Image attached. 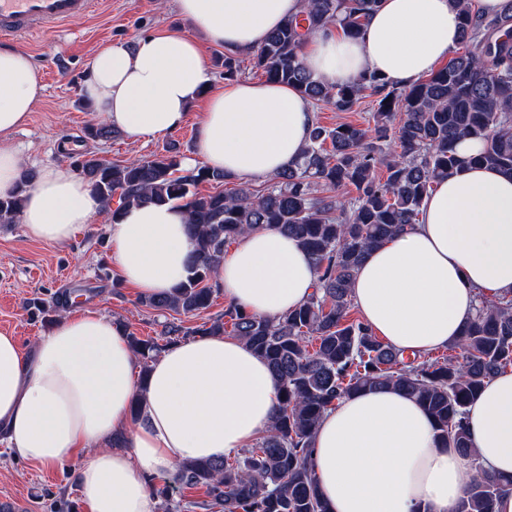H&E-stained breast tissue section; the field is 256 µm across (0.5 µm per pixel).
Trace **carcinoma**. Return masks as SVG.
Returning <instances> with one entry per match:
<instances>
[{
	"instance_id": "1",
	"label": "carcinoma",
	"mask_w": 512,
	"mask_h": 512,
	"mask_svg": "<svg viewBox=\"0 0 512 512\" xmlns=\"http://www.w3.org/2000/svg\"><path fill=\"white\" fill-rule=\"evenodd\" d=\"M380 2L308 0L302 18L285 19L253 52V66L267 80L295 85L311 103L352 112L362 99L375 98L373 126L315 122L296 164L260 189L204 165L181 175L174 148L125 163L70 156L113 221L133 204L178 203L188 210L195 241L190 275L170 295L141 299L146 307L178 315L211 307L221 291L217 269L225 247L255 229L296 238L319 274L310 300L276 320L230 305L209 324L167 322L163 344L129 334L142 381L169 346L227 333L264 358L280 384L272 424L253 446L232 458L185 462L164 484L150 483L165 512H173L174 494L198 487L206 499L182 503L183 512H329L308 462L314 431L341 398L389 386L425 407L443 447L471 459L477 474L454 512H495L499 496L512 489V479L482 470L465 421L470 400L512 367V296L479 297L461 340L437 356H403L350 315L351 283L365 255L419 223L434 185L471 163L512 176V0L491 18L462 8L461 52L409 88H394L376 74L335 87L316 80L303 62L305 40L337 25L359 36ZM461 137L481 140L482 152L458 156ZM35 177L22 171L15 190L0 196V224L15 222ZM203 182L227 189L200 195L194 187ZM342 189L355 195L342 200Z\"/></svg>"
}]
</instances>
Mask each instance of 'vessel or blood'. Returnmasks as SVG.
Here are the masks:
<instances>
[{"instance_id": "1", "label": "vessel or blood", "mask_w": 512, "mask_h": 512, "mask_svg": "<svg viewBox=\"0 0 512 512\" xmlns=\"http://www.w3.org/2000/svg\"><path fill=\"white\" fill-rule=\"evenodd\" d=\"M96 0H0V34L22 38L91 12Z\"/></svg>"}]
</instances>
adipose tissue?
<instances>
[{
  "instance_id": "1",
  "label": "adipose tissue",
  "mask_w": 512,
  "mask_h": 512,
  "mask_svg": "<svg viewBox=\"0 0 512 512\" xmlns=\"http://www.w3.org/2000/svg\"><path fill=\"white\" fill-rule=\"evenodd\" d=\"M305 0H177L181 16L226 53L253 51ZM461 38L455 0H382L358 37L341 28L311 37L303 60L317 80L343 84L364 73L408 87L447 59ZM33 60L0 45V194L23 161L10 143L39 102ZM82 94L96 115L133 141L180 127L204 100L196 131L209 167L264 180L294 165L314 114L284 83L239 80L211 89L206 56L172 32L110 43L93 56ZM104 207L70 167L45 166L26 193L29 237L63 243ZM178 204L123 210L108 227V260L144 297L170 294L188 276L194 242ZM317 271L298 242L274 230L241 235L218 282L235 307L275 319L304 304ZM512 292V177L467 164L435 186L418 224L371 251L352 283L362 320L396 350L426 354L458 342L479 298ZM279 383L244 341L199 336L170 347L147 385L134 377L125 328L93 311L65 313L30 349L0 333V435L37 466L76 456L88 512H155L149 475L250 447L268 430ZM141 418L133 420L132 404ZM478 461L512 476V370L497 374L467 407ZM311 465L330 512H454L473 463L443 447L415 399L395 388L365 390L327 411Z\"/></svg>"
}]
</instances>
